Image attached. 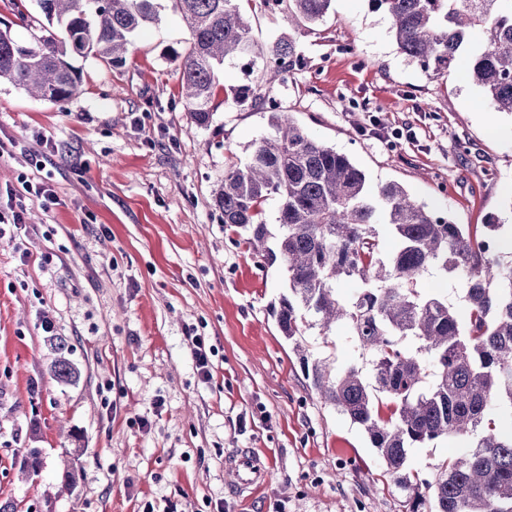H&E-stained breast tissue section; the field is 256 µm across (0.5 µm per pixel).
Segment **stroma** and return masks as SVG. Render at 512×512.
I'll use <instances>...</instances> for the list:
<instances>
[{
	"label": "stroma",
	"mask_w": 512,
	"mask_h": 512,
	"mask_svg": "<svg viewBox=\"0 0 512 512\" xmlns=\"http://www.w3.org/2000/svg\"><path fill=\"white\" fill-rule=\"evenodd\" d=\"M0 0V28L44 36L36 0ZM256 43L291 33L297 62L270 92L312 137L348 155L371 188L400 183L460 224L512 225V114L494 111L463 69L430 76L402 55L383 12L333 0L318 24L288 31L250 15ZM189 38L165 8L110 67L70 56L82 93L31 98L0 80V193L23 201L26 226L0 235V507L5 512H406L366 435L325 404L281 336L272 307L281 262L247 250L213 194L269 115L233 101L262 62L225 60L211 127L191 124L173 59ZM50 154L44 168L34 155ZM47 182L43 210L24 181ZM51 320L80 369L63 385L42 330ZM212 348L203 380L191 339ZM336 366L366 357L344 328L306 330ZM464 441L412 449L433 479ZM39 449L37 473L20 462ZM247 449L268 468L234 488L225 459ZM80 472L74 490L60 462Z\"/></svg>",
	"instance_id": "stroma-1"
}]
</instances>
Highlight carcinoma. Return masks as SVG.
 <instances>
[{"label": "carcinoma", "mask_w": 512, "mask_h": 512, "mask_svg": "<svg viewBox=\"0 0 512 512\" xmlns=\"http://www.w3.org/2000/svg\"><path fill=\"white\" fill-rule=\"evenodd\" d=\"M48 24L64 29L35 45L0 29V79L49 102L81 92L67 53L123 63L133 37L158 21L159 0H36ZM189 32L176 53L190 122L212 123V93L228 57L265 60L254 82L233 91L269 113L273 134L252 145L214 195L224 224L270 261L281 260L287 291L279 300V332L293 343L317 394L364 431L409 512H427L421 480L408 471L413 448L455 437L467 449L448 457L434 480L433 512H512V258L486 251L501 224H458L417 203L395 182L373 192L351 158L311 137L261 88L284 80L295 44L281 37L265 48L238 0H171ZM332 0H261L290 28L321 21ZM383 11L399 51L425 73L449 74L462 52L466 73L497 112L512 113V0H368ZM278 202L279 232L264 221ZM394 240L386 249L377 225ZM434 272L463 292L464 312L423 288ZM358 282L336 294V281ZM342 326L369 356V367L340 370L303 344L307 328L327 335ZM52 376L80 378L63 337L52 344Z\"/></svg>", "instance_id": "obj_1"}]
</instances>
